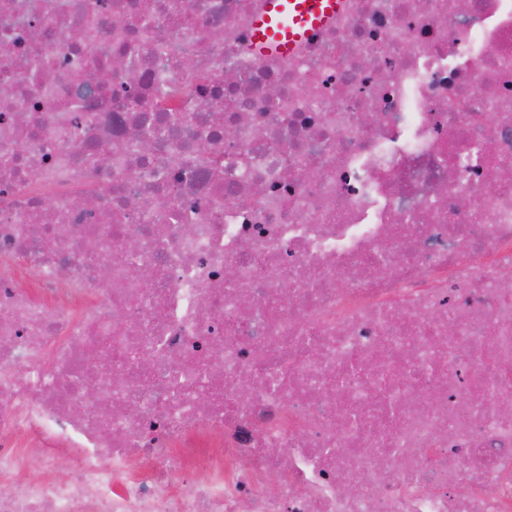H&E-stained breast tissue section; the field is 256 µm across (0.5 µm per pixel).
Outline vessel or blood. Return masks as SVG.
<instances>
[{
  "mask_svg": "<svg viewBox=\"0 0 512 512\" xmlns=\"http://www.w3.org/2000/svg\"><path fill=\"white\" fill-rule=\"evenodd\" d=\"M342 8L343 0H264L249 29L250 50L260 58L294 56Z\"/></svg>",
  "mask_w": 512,
  "mask_h": 512,
  "instance_id": "b4317fda",
  "label": "vessel or blood"
}]
</instances>
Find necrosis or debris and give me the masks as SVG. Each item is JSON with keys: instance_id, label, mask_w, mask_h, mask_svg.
I'll list each match as a JSON object with an SVG mask.
<instances>
[{"instance_id": "obj_1", "label": "necrosis or debris", "mask_w": 512, "mask_h": 512, "mask_svg": "<svg viewBox=\"0 0 512 512\" xmlns=\"http://www.w3.org/2000/svg\"><path fill=\"white\" fill-rule=\"evenodd\" d=\"M259 3L0 0V512H512V0ZM343 0H264L249 29V47L259 57L294 56L343 8Z\"/></svg>"}]
</instances>
